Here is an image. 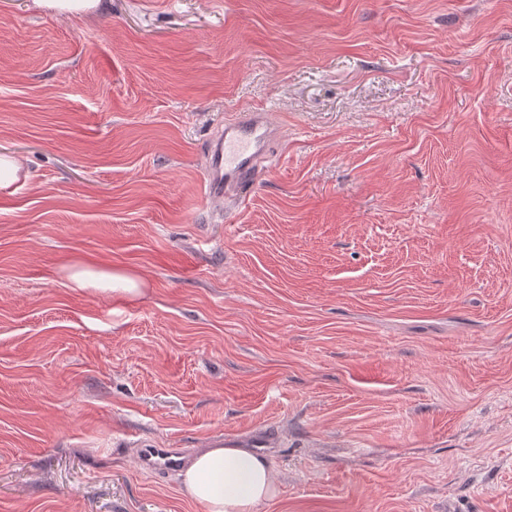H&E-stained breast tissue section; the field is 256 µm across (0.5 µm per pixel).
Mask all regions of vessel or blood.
Here are the masks:
<instances>
[{
	"mask_svg": "<svg viewBox=\"0 0 512 512\" xmlns=\"http://www.w3.org/2000/svg\"><path fill=\"white\" fill-rule=\"evenodd\" d=\"M281 130L261 110H244L221 123L204 152L205 198L215 212L236 207L256 184L262 164L271 160V149ZM137 463L147 473L172 472L186 462L181 448H138Z\"/></svg>",
	"mask_w": 512,
	"mask_h": 512,
	"instance_id": "obj_1",
	"label": "vessel or blood"
}]
</instances>
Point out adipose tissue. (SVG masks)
<instances>
[{"instance_id":"obj_1","label":"adipose tissue","mask_w":512,"mask_h":512,"mask_svg":"<svg viewBox=\"0 0 512 512\" xmlns=\"http://www.w3.org/2000/svg\"><path fill=\"white\" fill-rule=\"evenodd\" d=\"M70 270V280L80 288L102 283L112 292L140 291L135 277L122 271H95L81 260L74 261ZM181 485L203 512H255L275 489L268 462L238 445L201 449L182 473Z\"/></svg>"}]
</instances>
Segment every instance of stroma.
Wrapping results in <instances>:
<instances>
[{"instance_id":"1","label":"stroma","mask_w":512,"mask_h":512,"mask_svg":"<svg viewBox=\"0 0 512 512\" xmlns=\"http://www.w3.org/2000/svg\"><path fill=\"white\" fill-rule=\"evenodd\" d=\"M106 2L0 0V512H202L137 443L266 436L256 512H512V0ZM104 0H36L39 6L57 10L63 14H84L104 10L107 5ZM280 138L279 126L261 110L236 112L233 119L219 124L204 152L205 198L217 214L243 200ZM69 279L79 288L88 285L96 286L97 282L105 284L108 288H98L119 292L128 295H137L140 292L139 284L135 277L122 271H95L82 260H75L71 267Z\"/></svg>"}]
</instances>
